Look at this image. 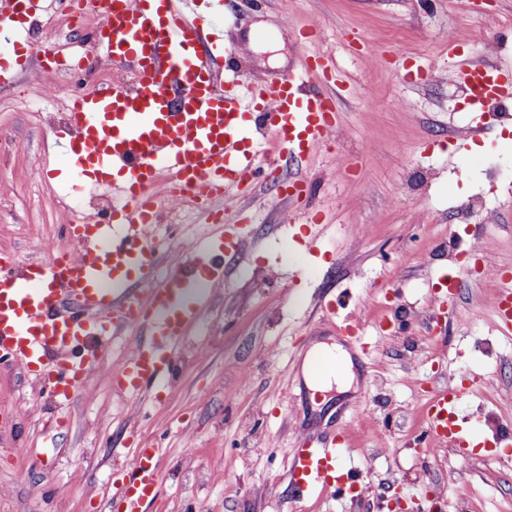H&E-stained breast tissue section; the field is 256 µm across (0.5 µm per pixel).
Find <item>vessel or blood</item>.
Here are the masks:
<instances>
[{
  "mask_svg": "<svg viewBox=\"0 0 512 512\" xmlns=\"http://www.w3.org/2000/svg\"><path fill=\"white\" fill-rule=\"evenodd\" d=\"M103 19L99 44L106 58L131 67L134 86L118 85L68 97L65 135L74 170L112 189V210L102 217L78 215L71 230L76 255H50L18 264L0 252V358L9 357L35 385H47L56 404L69 405L87 385L92 362L83 347L129 324L145 325L113 386L124 394L158 386L172 372L187 327L205 310L198 274L209 283L222 277L224 261L243 252L240 224L224 232L154 284L158 247L151 234L159 208L154 194L230 200L249 194L257 177L278 180L274 164L257 162L251 126L271 133L283 154L306 159L336 132L337 95L319 87L321 58L308 56L297 69L269 83L222 82L211 62L218 44L191 21L182 0H96ZM35 0H0V27L15 29L32 14ZM61 71L60 51L14 42L6 63L26 67L36 55ZM469 101L512 100V79L498 68L467 66L458 73ZM497 330L512 334V291L496 301ZM470 386L449 384L425 410V433L466 456L463 408ZM351 452L346 432L315 439L302 436L291 451L290 474L302 491L332 489L355 497L362 490L358 466L341 469ZM163 448L143 442L113 496L123 512H146L162 480Z\"/></svg>",
  "mask_w": 512,
  "mask_h": 512,
  "instance_id": "obj_1",
  "label": "vessel or blood"
}]
</instances>
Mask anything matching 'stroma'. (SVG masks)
Wrapping results in <instances>:
<instances>
[{"label": "stroma", "instance_id": "35a3bbf8", "mask_svg": "<svg viewBox=\"0 0 512 512\" xmlns=\"http://www.w3.org/2000/svg\"><path fill=\"white\" fill-rule=\"evenodd\" d=\"M191 13H223L215 34L242 78L269 82L305 52L342 74L334 138L302 164L262 149L284 177L307 180L303 209L321 213L313 238L292 228L294 208L270 186L233 201L249 217V249L226 260L207 308L186 329L167 384L137 396L112 377L141 329L113 334L68 411L21 373L0 371V512H121L113 472L136 440L162 439L164 479L153 512H376L401 498L432 512L466 501L512 512V446L476 448L464 460L419 442L423 408L451 381L472 386L468 433L491 439L488 417L512 424V336L496 331L490 300L512 272V111L476 141L453 140L472 117L456 73L478 61L512 69V0H188ZM65 12L39 13L28 39L87 46L99 23L87 9L67 30ZM314 23L318 41L301 44ZM37 56L0 85V251L27 261L44 240L66 243L74 214L97 209L110 187L68 183L69 73L47 80ZM59 94H49V86ZM480 197L492 222L456 220ZM164 280L220 227L201 208L157 195ZM460 278L452 309L441 279ZM359 322L371 348L347 345L351 376L313 391L304 369L313 347L342 342ZM347 428L365 472L364 498L298 494L289 451L304 433Z\"/></svg>", "mask_w": 512, "mask_h": 512}]
</instances>
